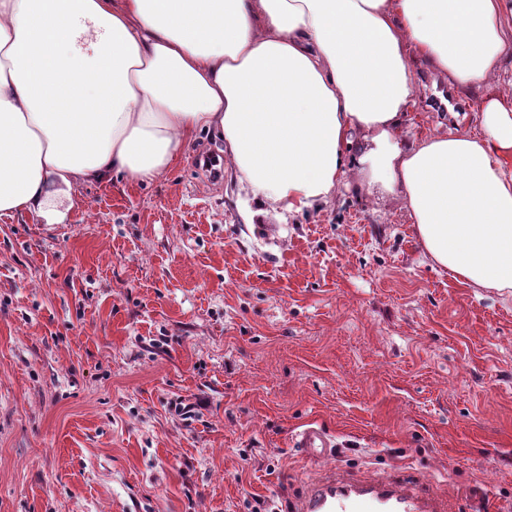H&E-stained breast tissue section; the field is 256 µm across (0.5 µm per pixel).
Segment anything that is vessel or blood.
Returning a JSON list of instances; mask_svg holds the SVG:
<instances>
[{
	"label": "vessel or blood",
	"instance_id": "b4317fda",
	"mask_svg": "<svg viewBox=\"0 0 512 512\" xmlns=\"http://www.w3.org/2000/svg\"><path fill=\"white\" fill-rule=\"evenodd\" d=\"M293 442L316 458L334 451L331 436L316 427L296 433ZM295 512H443V508L436 498L408 485L388 480L360 482L336 472L312 485Z\"/></svg>",
	"mask_w": 512,
	"mask_h": 512
}]
</instances>
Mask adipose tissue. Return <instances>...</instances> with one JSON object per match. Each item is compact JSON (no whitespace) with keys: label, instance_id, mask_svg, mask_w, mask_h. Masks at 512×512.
<instances>
[{"label":"adipose tissue","instance_id":"adipose-tissue-1","mask_svg":"<svg viewBox=\"0 0 512 512\" xmlns=\"http://www.w3.org/2000/svg\"><path fill=\"white\" fill-rule=\"evenodd\" d=\"M417 56L491 86L512 0H0V214L63 223L75 186L158 178L212 130L257 206L317 210L368 170L433 264L510 297L512 97L408 137Z\"/></svg>","mask_w":512,"mask_h":512}]
</instances>
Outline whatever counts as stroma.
Returning <instances> with one entry per match:
<instances>
[{"label":"stroma","mask_w":512,"mask_h":512,"mask_svg":"<svg viewBox=\"0 0 512 512\" xmlns=\"http://www.w3.org/2000/svg\"><path fill=\"white\" fill-rule=\"evenodd\" d=\"M415 68L422 136L448 82ZM223 148L0 217V512H292L335 470L512 507V297L433 266L394 194L251 215ZM296 448H301L306 454L321 458L334 452L333 439L321 428L308 427L296 433L293 437Z\"/></svg>","instance_id":"stroma-1"}]
</instances>
